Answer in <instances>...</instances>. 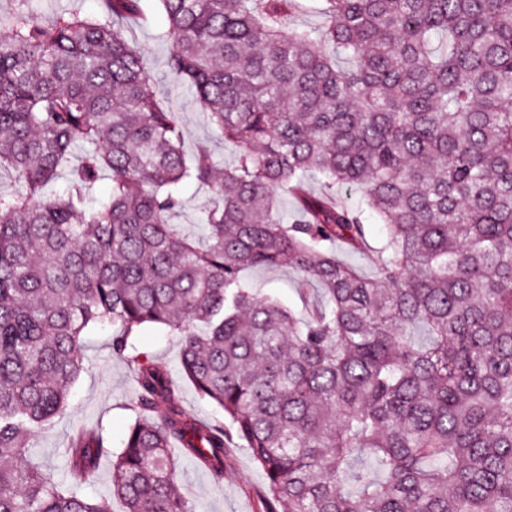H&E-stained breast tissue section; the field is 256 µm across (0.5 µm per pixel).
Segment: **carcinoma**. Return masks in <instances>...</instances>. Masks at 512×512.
<instances>
[{
    "label": "carcinoma",
    "instance_id": "1",
    "mask_svg": "<svg viewBox=\"0 0 512 512\" xmlns=\"http://www.w3.org/2000/svg\"><path fill=\"white\" fill-rule=\"evenodd\" d=\"M158 2L169 72L238 149L222 172L202 148L185 161L125 35L142 0L0 20V176L20 187L0 202V512H109L81 492L101 434L73 437L68 489L31 459L105 322L119 356L167 327L224 413L198 420L131 357L124 512H195L171 445L221 481L226 422L266 475L265 512H512V0H324L317 30L288 27L299 0ZM67 168L65 193H45ZM186 181L210 194L203 245L171 224ZM281 265L321 287L306 320L240 278Z\"/></svg>",
    "mask_w": 512,
    "mask_h": 512
}]
</instances>
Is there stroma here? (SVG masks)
Segmentation results:
<instances>
[{"label": "stroma", "mask_w": 512, "mask_h": 512, "mask_svg": "<svg viewBox=\"0 0 512 512\" xmlns=\"http://www.w3.org/2000/svg\"><path fill=\"white\" fill-rule=\"evenodd\" d=\"M77 11L88 17L98 16L100 0H0V16L29 14L32 18L51 21L57 15ZM165 18L155 13L150 23L128 24L126 35L141 51L145 65L154 79L159 102L177 112L183 136L185 157H193L197 147L211 150L217 166L232 165L236 150L225 144L217 126L203 112L191 91L173 82L167 61L170 43L164 36ZM208 205V195L195 184H184L181 206L174 219L177 230L194 239L203 236L202 218ZM243 278L271 296L298 317H306L313 304L312 292L298 286V274L290 268H245ZM111 326L98 327L84 336L85 371L74 385L66 415L53 423L50 431L34 443V455L51 478L69 483L65 448L73 436L82 430L102 431L107 455L102 456L95 474L89 478L84 491L91 496H108L112 487V455L118 452L129 427L139 415L133 403L134 372L131 363L112 352ZM134 351L141 358L166 370L177 385L184 406L199 420L219 419L220 411L197 395L192 384L183 377L180 367L181 346L177 337L167 329L148 327L133 335ZM227 465L223 481H215L180 450H173L178 472V484L197 512H263L270 499L266 476L253 461L237 436L225 438Z\"/></svg>", "instance_id": "obj_1"}]
</instances>
